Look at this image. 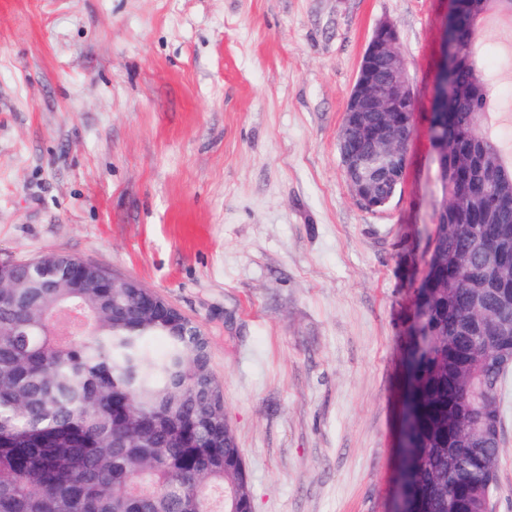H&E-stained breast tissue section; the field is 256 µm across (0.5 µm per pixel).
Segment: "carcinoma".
<instances>
[{"label":"carcinoma","instance_id":"1","mask_svg":"<svg viewBox=\"0 0 512 512\" xmlns=\"http://www.w3.org/2000/svg\"><path fill=\"white\" fill-rule=\"evenodd\" d=\"M492 11L512 18V0H454L448 100L433 108L446 205L413 288L400 450V492L415 512H483L502 453L512 160L485 121L495 73L477 37ZM414 112V95L388 89L384 119L394 133L411 132ZM338 146L383 162L372 140ZM399 190L396 179L382 183L371 203ZM87 271L51 255L0 272L10 297L0 303V512H253L206 336ZM486 324L505 338L489 342Z\"/></svg>","mask_w":512,"mask_h":512}]
</instances>
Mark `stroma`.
<instances>
[{
  "mask_svg": "<svg viewBox=\"0 0 512 512\" xmlns=\"http://www.w3.org/2000/svg\"><path fill=\"white\" fill-rule=\"evenodd\" d=\"M449 0H0V261L66 254L197 323L254 512H392L404 333L441 206ZM392 21L416 98L400 192L337 135ZM496 512H512V380Z\"/></svg>",
  "mask_w": 512,
  "mask_h": 512,
  "instance_id": "1",
  "label": "stroma"
}]
</instances>
